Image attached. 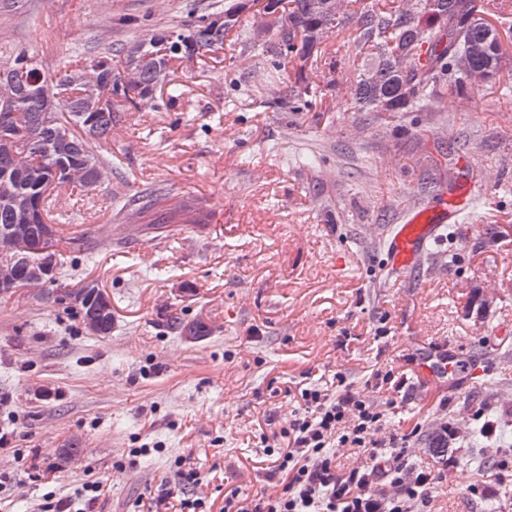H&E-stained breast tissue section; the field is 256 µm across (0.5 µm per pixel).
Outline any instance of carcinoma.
Instances as JSON below:
<instances>
[{
  "label": "carcinoma",
  "mask_w": 512,
  "mask_h": 512,
  "mask_svg": "<svg viewBox=\"0 0 512 512\" xmlns=\"http://www.w3.org/2000/svg\"><path fill=\"white\" fill-rule=\"evenodd\" d=\"M275 18L266 39L242 24L255 7ZM492 11L486 0H224V9L189 20L179 31H149L121 47L96 44L62 60L58 74L43 73L37 55L20 50L0 59V234L20 229L42 243L34 256L46 271L40 293L47 303L71 312L82 327L95 321L102 337L112 333L110 315L98 303V282L81 280L69 287L59 282L55 246L60 229L43 221L50 213L49 187L80 192L100 185L98 175L112 173V153L89 149L91 139L105 140L116 122V108H170L180 97L169 84L171 63L199 60L234 43L252 58L266 61L271 73L294 67L296 88L290 89L292 112H310L322 100L319 83L305 76L327 55L326 41L335 32H349L346 43L353 60L352 109L384 113L432 112L449 95L465 100L503 69L505 56L499 28H512V13L497 7L494 25L484 19ZM168 87L167 98L157 92ZM170 196L154 188L126 200L123 208L145 213ZM42 203V212L23 218L20 204ZM500 370L493 385L503 398L512 395L507 366L512 352L495 350ZM488 406L463 424L464 436L482 437L480 421ZM509 423L498 441L477 461L499 460L508 442ZM450 433L428 431L424 441L438 456L448 453Z\"/></svg>",
  "instance_id": "1"
}]
</instances>
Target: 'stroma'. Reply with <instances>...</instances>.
Returning <instances> with one entry per match:
<instances>
[{"label":"stroma","mask_w":512,"mask_h":512,"mask_svg":"<svg viewBox=\"0 0 512 512\" xmlns=\"http://www.w3.org/2000/svg\"><path fill=\"white\" fill-rule=\"evenodd\" d=\"M223 2L0 0V51L35 50L51 76L99 35L118 46ZM173 79V108L118 112L95 144L112 155L111 179L55 193L84 231L81 252L59 243L57 261L111 296V335L85 334L37 289L0 295V470L12 476L0 512H33L49 496L72 512H134L181 458L200 475L189 496L215 507L228 484L248 498L275 492L261 435L287 425L299 389L338 374L383 411L382 435L406 439L408 470L438 477L420 512H512V466L481 477L463 440L442 458L417 441L492 393L479 339L512 348V63L470 101L377 121L351 111L338 67L317 71L321 108L289 111L294 73L271 79L229 38L204 60L174 62ZM450 166L480 196L429 246L457 261L394 271L395 225L447 195V183H421ZM155 187L170 189L176 222L148 234L118 209ZM174 317L207 335L172 332ZM438 350L462 367L431 383L419 368ZM72 440L81 456L58 461ZM135 448L150 454L132 458ZM49 464L46 484L36 474ZM98 478L109 496L75 497Z\"/></svg>","instance_id":"stroma-1"}]
</instances>
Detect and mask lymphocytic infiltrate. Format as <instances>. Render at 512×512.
I'll list each match as a JSON object with an SVG mask.
<instances>
[{
	"label": "lymphocytic infiltrate",
	"instance_id": "lymphocytic-infiltrate-1",
	"mask_svg": "<svg viewBox=\"0 0 512 512\" xmlns=\"http://www.w3.org/2000/svg\"><path fill=\"white\" fill-rule=\"evenodd\" d=\"M382 420V411L349 389L332 392L318 384L301 389L293 419L263 449L280 491L244 498L227 490L224 512H405L408 504L426 502L428 476H409L399 464L406 448L378 440ZM340 447L364 449L368 465L341 468L336 455ZM197 482V470L180 463L160 494L139 497L137 505L143 512L172 504L179 512H207L203 498L186 493Z\"/></svg>",
	"mask_w": 512,
	"mask_h": 512
}]
</instances>
